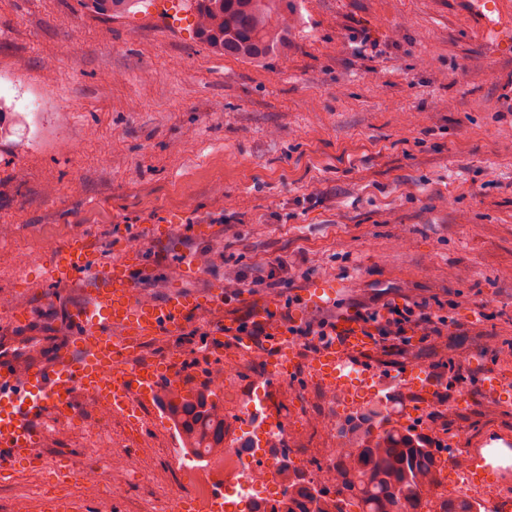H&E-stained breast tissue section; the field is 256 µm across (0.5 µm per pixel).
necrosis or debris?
<instances>
[{"instance_id": "4bbe7bcc", "label": "necrosis or debris", "mask_w": 512, "mask_h": 512, "mask_svg": "<svg viewBox=\"0 0 512 512\" xmlns=\"http://www.w3.org/2000/svg\"><path fill=\"white\" fill-rule=\"evenodd\" d=\"M235 372L231 365L216 368L209 382L223 391L225 404L240 409L248 433L262 435V447L244 451L228 439L223 451L175 460L178 482L187 488L188 494L182 501L171 497L161 502L158 512H180L184 502L190 503L195 512H211L219 491L224 494V512H250L256 503L280 497L283 490L281 458L289 456L294 467L307 469V454L300 448L299 441L302 431L313 427L331 439L317 472L320 479H327L334 459L347 451V443L336 437L333 420H314L302 410L285 420L268 418L264 396L245 399L235 392L231 385ZM323 389L330 399L356 410L381 395L380 389L372 387L365 374L353 367L324 383ZM462 455L465 463L454 467L450 491L465 500L480 498L486 512H512V457L497 450L489 453L482 448L465 449ZM137 477V472L130 470L125 454L109 445L100 448L97 459L81 471L84 482L102 487L115 498L123 496L129 482Z\"/></svg>"}]
</instances>
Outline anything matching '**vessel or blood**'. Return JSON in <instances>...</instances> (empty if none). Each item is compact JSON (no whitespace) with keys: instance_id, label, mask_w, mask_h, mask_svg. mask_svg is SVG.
Returning a JSON list of instances; mask_svg holds the SVG:
<instances>
[{"instance_id":"1","label":"vessel or blood","mask_w":512,"mask_h":512,"mask_svg":"<svg viewBox=\"0 0 512 512\" xmlns=\"http://www.w3.org/2000/svg\"><path fill=\"white\" fill-rule=\"evenodd\" d=\"M48 279L77 288L80 299L67 311L71 332L67 342L47 362L21 363L13 344L0 346V447L29 468L42 460L38 450L47 432L39 419H75L78 398L92 395L113 413H142L151 406L162 383L180 385V372L167 358L145 363L130 356L143 340L180 335L201 308L224 307L223 288H213L205 300L172 293L162 300L140 297L139 281L124 262H101L91 235L81 233L57 245L47 266ZM339 293L335 283L316 281L308 291L309 305H326ZM343 340L324 344L313 354L308 371L335 376L350 352L362 351L370 340L351 317L339 322ZM269 364L266 384L287 380L295 372L291 337L275 334L266 342Z\"/></svg>"}]
</instances>
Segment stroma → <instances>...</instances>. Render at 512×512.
I'll use <instances>...</instances> for the list:
<instances>
[{"instance_id":"35a3bbf8","label":"stroma","mask_w":512,"mask_h":512,"mask_svg":"<svg viewBox=\"0 0 512 512\" xmlns=\"http://www.w3.org/2000/svg\"><path fill=\"white\" fill-rule=\"evenodd\" d=\"M288 50L256 63L214 54L192 29L169 31L157 0L101 16L77 0H0V305L24 297L23 327L0 320V342L39 345L51 357L68 335L75 289L50 281L47 242L92 233L102 260L128 259L144 298L180 288L206 295L239 271L267 275L288 263L292 285L243 289L223 312H202L179 338L184 388L206 385L217 358L239 357L234 389L256 388L263 365L240 358L220 324L297 299L320 278L335 303L306 317L378 300L453 304L455 328L437 340L375 344L378 377L430 373L451 414L419 419L421 385L399 382L392 421L421 424L449 449L512 441V0H293ZM199 269L171 271L181 253ZM266 388L268 411L287 416L298 395L335 416L309 383L311 352ZM497 374L499 395L471 390L459 406L456 373ZM160 404L140 420L108 416L107 435L145 472L120 499L85 488L78 471L95 437L46 440L42 468L0 474V512L13 499L72 477L89 512L152 508L175 488L173 427Z\"/></svg>"}]
</instances>
